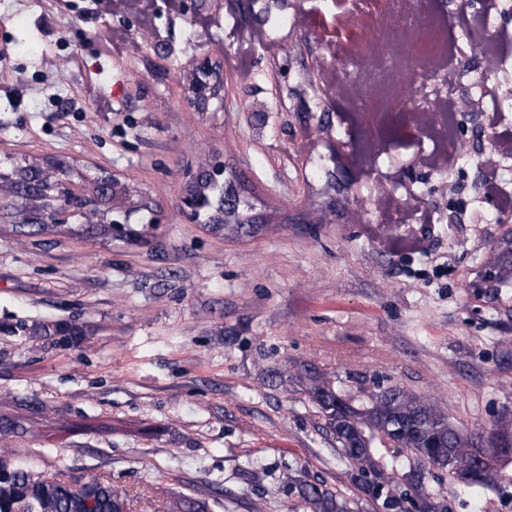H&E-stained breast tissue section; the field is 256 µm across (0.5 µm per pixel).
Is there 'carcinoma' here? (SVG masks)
<instances>
[{
  "label": "carcinoma",
  "instance_id": "1",
  "mask_svg": "<svg viewBox=\"0 0 512 512\" xmlns=\"http://www.w3.org/2000/svg\"><path fill=\"white\" fill-rule=\"evenodd\" d=\"M272 377L303 388L336 445V458L366 501L380 512H451L447 492L430 483L432 470L448 482L493 490L500 462L512 461V413L496 418L477 439L456 427L448 410L402 387L365 392L355 399L335 375L288 361ZM282 483L297 491L307 512H359L339 489L288 471ZM127 489L90 478L75 490L14 464L0 452V512H127Z\"/></svg>",
  "mask_w": 512,
  "mask_h": 512
}]
</instances>
